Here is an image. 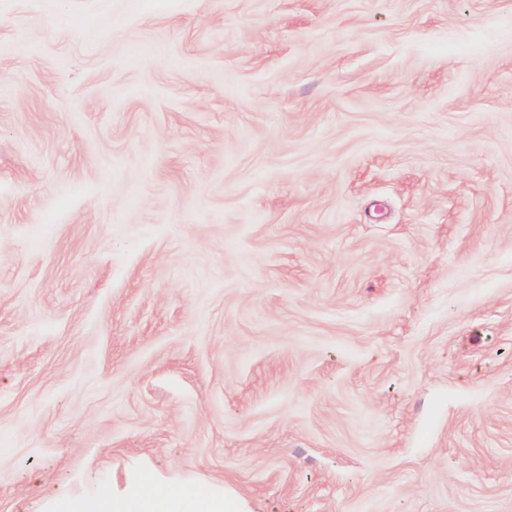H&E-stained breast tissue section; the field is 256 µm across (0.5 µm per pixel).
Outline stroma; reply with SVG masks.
<instances>
[{
    "label": "stroma",
    "mask_w": 512,
    "mask_h": 512,
    "mask_svg": "<svg viewBox=\"0 0 512 512\" xmlns=\"http://www.w3.org/2000/svg\"><path fill=\"white\" fill-rule=\"evenodd\" d=\"M512 512V0H0V512ZM69 512H248L236 498L190 491L180 484L156 483L145 477L140 487L121 496L98 491L70 503Z\"/></svg>",
    "instance_id": "1"
}]
</instances>
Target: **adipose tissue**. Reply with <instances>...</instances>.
<instances>
[{
    "instance_id": "adipose-tissue-1",
    "label": "adipose tissue",
    "mask_w": 512,
    "mask_h": 512,
    "mask_svg": "<svg viewBox=\"0 0 512 512\" xmlns=\"http://www.w3.org/2000/svg\"><path fill=\"white\" fill-rule=\"evenodd\" d=\"M68 512H246L236 498L191 491L179 484H163L147 477L137 489L115 496L98 491L70 503Z\"/></svg>"
}]
</instances>
